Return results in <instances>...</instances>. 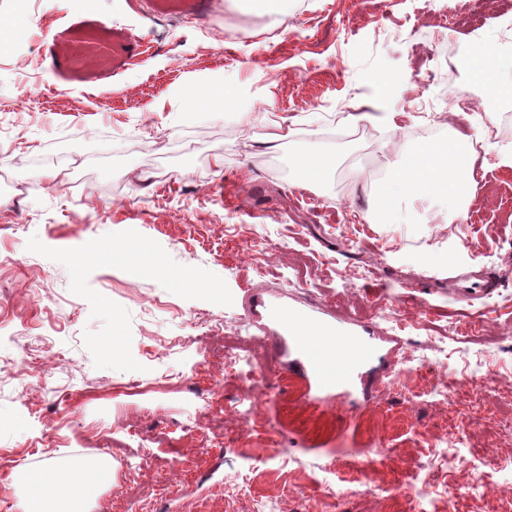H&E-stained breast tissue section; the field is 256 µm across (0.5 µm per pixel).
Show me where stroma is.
<instances>
[{"mask_svg":"<svg viewBox=\"0 0 512 512\" xmlns=\"http://www.w3.org/2000/svg\"><path fill=\"white\" fill-rule=\"evenodd\" d=\"M89 7L142 35L144 52L102 88L56 87L38 37ZM288 9L283 26L254 0H222L199 25L149 16L143 0H0L7 168L38 187L0 192V253L15 259L0 267V487L97 455L114 481L87 512H418L404 489L425 481L440 512H512V468L482 463L489 451L512 459V168L499 164L512 124L483 145L464 223L438 200L404 207L399 224L354 221L387 168L473 133L449 93L470 87L489 120L512 114L468 69L425 81L433 32L448 25L463 51L470 31L454 20L485 0ZM351 112L370 118L358 127ZM276 119L271 152L262 139ZM61 150L74 168L57 163ZM317 154L335 164L310 188L293 165ZM481 268L501 279L491 296L453 295L449 277ZM271 301L373 324L386 357L358 390H321L289 372L299 352L266 320ZM241 349L270 381L250 439L226 417L236 383L212 388L222 352ZM35 350L51 352V381L26 391ZM405 359L417 376L389 386ZM488 370L471 398L461 381ZM202 405L201 428L183 431ZM124 421L154 455L139 474L140 447L114 445Z\"/></svg>","mask_w":512,"mask_h":512,"instance_id":"stroma-1","label":"stroma"}]
</instances>
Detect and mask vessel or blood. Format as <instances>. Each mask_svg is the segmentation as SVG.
<instances>
[{"mask_svg": "<svg viewBox=\"0 0 512 512\" xmlns=\"http://www.w3.org/2000/svg\"><path fill=\"white\" fill-rule=\"evenodd\" d=\"M161 16L175 15L197 21L214 14V0H149ZM143 39L123 24L88 10L68 18L40 41V56L62 85L93 87L125 71L142 53ZM270 320L294 339L303 371L311 373L318 387L356 388L365 369L378 357L374 332L361 324H331L308 311L288 304L269 303Z\"/></svg>", "mask_w": 512, "mask_h": 512, "instance_id": "1", "label": "vessel or blood"}]
</instances>
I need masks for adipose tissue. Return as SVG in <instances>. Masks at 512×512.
<instances>
[{
	"mask_svg": "<svg viewBox=\"0 0 512 512\" xmlns=\"http://www.w3.org/2000/svg\"><path fill=\"white\" fill-rule=\"evenodd\" d=\"M500 26L468 39L467 59L473 77L489 96L512 101V76H500ZM480 133L464 140L451 139L445 146L422 148L402 167L386 169L378 192L362 218L369 224L395 223L405 202L440 196L448 202V221L467 217L475 198V142ZM112 463L102 457L82 459L75 468L47 465L26 473L14 485L20 512H83L84 501L101 486L111 483Z\"/></svg>",
	"mask_w": 512,
	"mask_h": 512,
	"instance_id": "adipose-tissue-1",
	"label": "adipose tissue"
}]
</instances>
